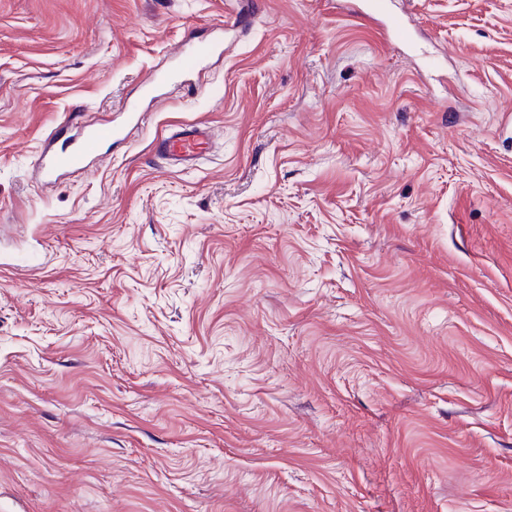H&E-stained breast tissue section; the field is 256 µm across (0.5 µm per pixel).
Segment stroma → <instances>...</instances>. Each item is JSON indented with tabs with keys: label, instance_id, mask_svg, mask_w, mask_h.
I'll return each mask as SVG.
<instances>
[{
	"label": "stroma",
	"instance_id": "obj_1",
	"mask_svg": "<svg viewBox=\"0 0 512 512\" xmlns=\"http://www.w3.org/2000/svg\"><path fill=\"white\" fill-rule=\"evenodd\" d=\"M354 3L0 0V512H512V0ZM374 13H382L384 16V20L380 22V28L382 35L387 40L400 45H406L409 43L411 33L405 18L402 16L392 15L388 11H383L379 3H377V7L374 12H359L361 16L377 20ZM223 50L222 39L202 47H193L187 43L183 44L181 49L173 55L178 61L175 69L168 73L153 72L149 74L143 81L144 92L147 95H151L159 84L170 80L171 77H181L184 74L194 72L205 58L215 54L222 55ZM153 145L154 151L167 160L169 167L184 169L209 151V127L201 121L178 125L177 130L156 137ZM123 130L110 124H103L86 132L76 146H63L42 163L36 177L41 190L52 189L59 176L65 172L84 169L86 158L96 154L103 143L119 141Z\"/></svg>",
	"mask_w": 512,
	"mask_h": 512
}]
</instances>
